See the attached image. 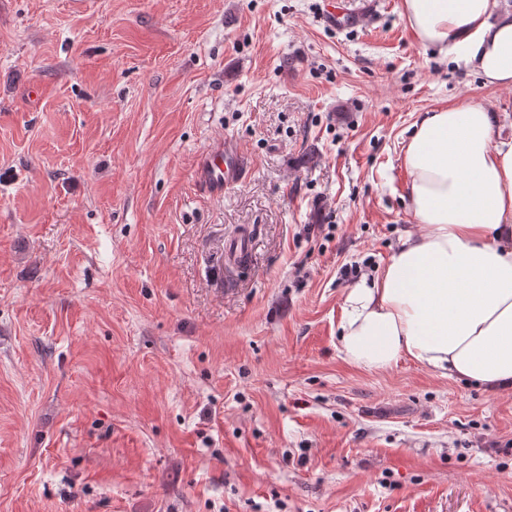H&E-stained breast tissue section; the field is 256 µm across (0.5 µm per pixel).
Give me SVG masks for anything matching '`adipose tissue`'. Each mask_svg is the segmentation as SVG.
Here are the masks:
<instances>
[{
  "label": "adipose tissue",
  "mask_w": 512,
  "mask_h": 512,
  "mask_svg": "<svg viewBox=\"0 0 512 512\" xmlns=\"http://www.w3.org/2000/svg\"><path fill=\"white\" fill-rule=\"evenodd\" d=\"M416 41L512 86V14L501 0H401ZM494 113H424L402 151L413 227L380 272L346 289L339 349L386 371L408 359L441 376L512 394V139Z\"/></svg>",
  "instance_id": "1"
}]
</instances>
